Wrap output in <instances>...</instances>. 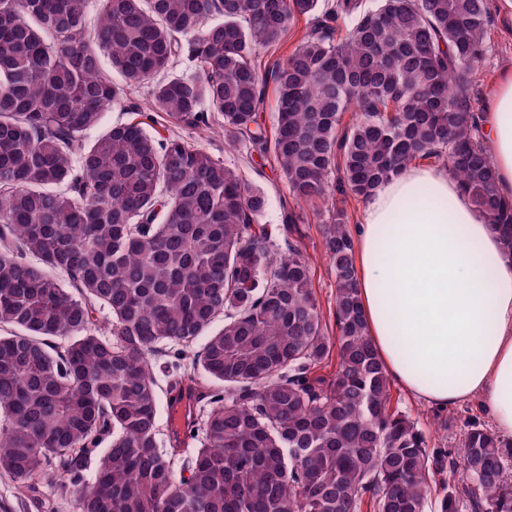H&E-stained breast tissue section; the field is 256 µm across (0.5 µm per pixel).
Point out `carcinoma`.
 I'll return each instance as SVG.
<instances>
[{
    "label": "carcinoma",
    "instance_id": "carcinoma-1",
    "mask_svg": "<svg viewBox=\"0 0 512 512\" xmlns=\"http://www.w3.org/2000/svg\"><path fill=\"white\" fill-rule=\"evenodd\" d=\"M87 4L0 0V469L78 512H512L511 447L473 426L456 459L392 406L344 208L323 219L331 336L302 212L273 233L261 189L143 121L85 138L183 57L193 73L157 82L148 111L220 121L294 201H365L434 159L512 249V198L469 105L490 0H97L93 19ZM300 17L304 38L261 66ZM160 356L169 392L212 382L186 437L173 411L160 429Z\"/></svg>",
    "mask_w": 512,
    "mask_h": 512
}]
</instances>
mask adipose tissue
I'll return each mask as SVG.
<instances>
[{
	"mask_svg": "<svg viewBox=\"0 0 512 512\" xmlns=\"http://www.w3.org/2000/svg\"><path fill=\"white\" fill-rule=\"evenodd\" d=\"M479 118L510 197L512 72ZM354 249L368 334L391 381L439 410L479 399L511 441L512 254L456 178L409 164L367 201Z\"/></svg>",
	"mask_w": 512,
	"mask_h": 512,
	"instance_id": "adipose-tissue-1",
	"label": "adipose tissue"
}]
</instances>
